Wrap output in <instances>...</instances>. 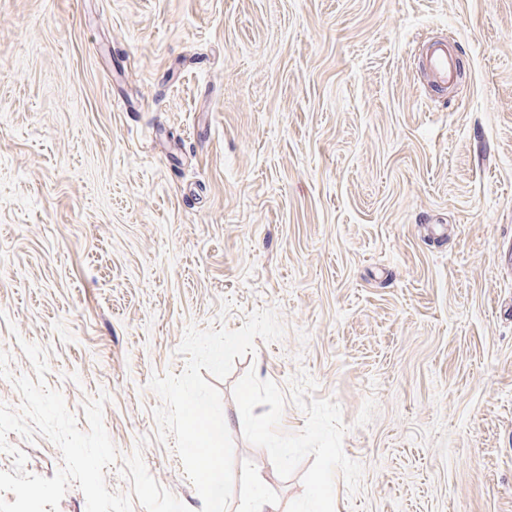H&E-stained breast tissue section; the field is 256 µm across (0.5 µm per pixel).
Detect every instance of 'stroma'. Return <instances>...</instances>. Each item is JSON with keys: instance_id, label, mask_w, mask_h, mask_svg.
<instances>
[{"instance_id": "1", "label": "stroma", "mask_w": 512, "mask_h": 512, "mask_svg": "<svg viewBox=\"0 0 512 512\" xmlns=\"http://www.w3.org/2000/svg\"><path fill=\"white\" fill-rule=\"evenodd\" d=\"M259 309L283 337L214 382L228 512H512V0H0L13 376L42 347L82 430L106 393L120 458L201 512L148 383ZM426 65L432 76L441 82L451 81L455 76L456 59L444 44H438L430 50Z\"/></svg>"}]
</instances>
